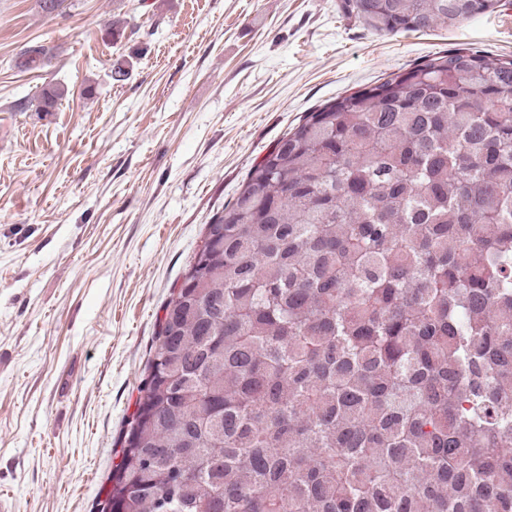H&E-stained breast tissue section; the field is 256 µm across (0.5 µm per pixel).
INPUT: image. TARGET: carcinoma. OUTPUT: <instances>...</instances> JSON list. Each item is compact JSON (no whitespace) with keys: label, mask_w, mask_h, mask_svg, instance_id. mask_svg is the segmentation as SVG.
<instances>
[{"label":"carcinoma","mask_w":512,"mask_h":512,"mask_svg":"<svg viewBox=\"0 0 512 512\" xmlns=\"http://www.w3.org/2000/svg\"><path fill=\"white\" fill-rule=\"evenodd\" d=\"M347 3L390 34L502 6ZM506 98L512 56L457 49L253 164L164 306L106 512H512Z\"/></svg>","instance_id":"1"}]
</instances>
